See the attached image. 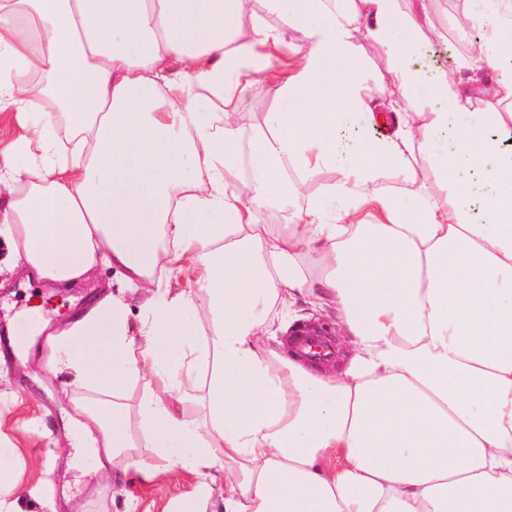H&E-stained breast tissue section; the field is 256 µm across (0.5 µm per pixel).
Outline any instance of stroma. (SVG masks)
I'll return each mask as SVG.
<instances>
[{"label": "stroma", "mask_w": 512, "mask_h": 512, "mask_svg": "<svg viewBox=\"0 0 512 512\" xmlns=\"http://www.w3.org/2000/svg\"><path fill=\"white\" fill-rule=\"evenodd\" d=\"M110 278L105 271L83 287L60 291L0 270V327L19 321L27 326L25 339L17 344L27 362L10 356L0 363V435L16 447L11 463L18 480V512H165L170 500L195 484L192 475L163 472L162 461L147 448L114 481L93 460L73 458L71 449L61 445L72 428L75 402L87 400L88 394L68 391L65 376L48 373L45 329L61 326L69 311L88 306ZM37 302L45 314L24 317V310ZM147 471L156 472L154 481L144 480ZM36 473L44 476V484H35Z\"/></svg>", "instance_id": "stroma-1"}]
</instances>
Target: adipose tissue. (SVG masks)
<instances>
[{"label": "adipose tissue", "instance_id": "ef3b65f1", "mask_svg": "<svg viewBox=\"0 0 512 512\" xmlns=\"http://www.w3.org/2000/svg\"><path fill=\"white\" fill-rule=\"evenodd\" d=\"M452 3L446 69L426 0H0V262L122 287L47 340L70 447L193 475L168 512H512V0ZM301 301L336 368L279 352ZM273 94V90L264 80L256 76L255 84L249 91L245 106L241 111V122L247 129L260 121L262 113L269 111L274 101Z\"/></svg>", "mask_w": 512, "mask_h": 512}]
</instances>
